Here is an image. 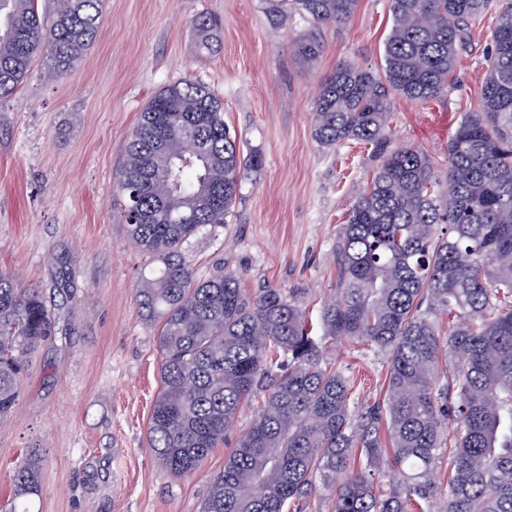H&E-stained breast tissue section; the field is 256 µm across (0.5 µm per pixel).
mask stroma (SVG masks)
<instances>
[{
	"instance_id": "1",
	"label": "stroma",
	"mask_w": 512,
	"mask_h": 512,
	"mask_svg": "<svg viewBox=\"0 0 512 512\" xmlns=\"http://www.w3.org/2000/svg\"><path fill=\"white\" fill-rule=\"evenodd\" d=\"M201 14L216 20L205 33L195 25ZM495 22L492 9L471 22L445 93L392 101L388 149L420 148L437 181L458 120L479 103ZM390 27L387 0H360L340 28L314 27L290 0L274 13L266 0H104L98 38L70 72L51 78L34 62L0 100V268L38 288L56 319L0 422V512L34 448L41 461L38 491L24 499L29 512H200L256 406L241 405L227 444L193 476L172 478L148 446L160 356L135 298L147 257L120 217L130 136L165 86L185 78L210 86L241 156L262 164L245 170L223 233L193 241L197 272L221 267L250 290H299L318 322L335 295L336 239L381 155L371 144L320 146L315 100L337 63L381 72ZM312 34L323 48L307 64L297 46ZM325 354L367 394L379 393L381 354L347 340Z\"/></svg>"
}]
</instances>
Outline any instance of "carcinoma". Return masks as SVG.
<instances>
[{
    "instance_id": "obj_1",
    "label": "carcinoma",
    "mask_w": 512,
    "mask_h": 512,
    "mask_svg": "<svg viewBox=\"0 0 512 512\" xmlns=\"http://www.w3.org/2000/svg\"><path fill=\"white\" fill-rule=\"evenodd\" d=\"M55 2L46 18L37 0H0V99L36 60L59 77L95 42L102 0ZM293 4L315 26H338L359 0ZM489 6L388 0L383 72L340 62L321 81L319 144L384 143L393 98L439 96ZM320 50L313 36L297 46L306 62ZM447 152L442 190L424 152L382 157L336 240V295L314 336L298 293L252 292L222 267L196 275L190 243L224 228L242 170L260 165L240 157L224 104L189 79L140 113L118 192L129 237L152 259L136 288L143 316L159 325L149 446L172 477L192 476L240 405L260 399L201 512H512V0L497 5L479 104ZM54 332L38 289L0 269V421L27 358ZM341 338L386 356L379 394L355 392L325 357L323 345ZM383 465L399 476L388 489L368 478ZM15 482L22 494L37 490V459Z\"/></svg>"
}]
</instances>
